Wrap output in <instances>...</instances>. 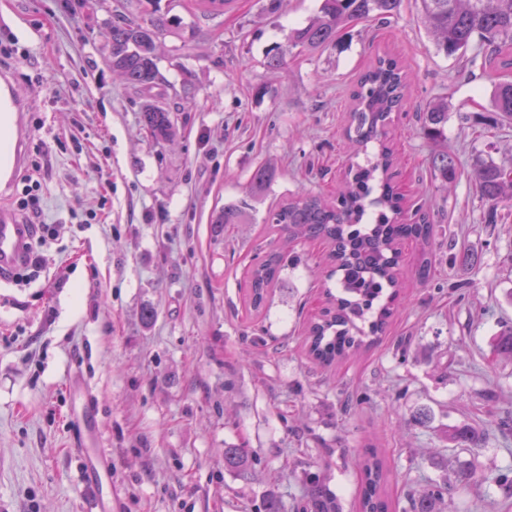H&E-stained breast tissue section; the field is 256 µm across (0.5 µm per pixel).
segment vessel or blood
Segmentation results:
<instances>
[{
	"instance_id": "1",
	"label": "vessel or blood",
	"mask_w": 512,
	"mask_h": 512,
	"mask_svg": "<svg viewBox=\"0 0 512 512\" xmlns=\"http://www.w3.org/2000/svg\"><path fill=\"white\" fill-rule=\"evenodd\" d=\"M21 112L22 100L12 82L0 76V136H8L12 143L9 151L0 150V195L13 185L21 166ZM23 230V225L16 220L14 214L0 206V272L16 265L21 251ZM70 389L83 400L74 418L78 423L79 435L88 448L84 465L89 485L96 494V512H112V495L103 489V484L109 477L108 458L101 447L99 426L91 415V406L87 401L88 390L76 377L71 379Z\"/></svg>"
}]
</instances>
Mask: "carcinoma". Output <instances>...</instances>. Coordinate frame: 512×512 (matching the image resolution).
Here are the masks:
<instances>
[{
	"label": "carcinoma",
	"instance_id": "obj_1",
	"mask_svg": "<svg viewBox=\"0 0 512 512\" xmlns=\"http://www.w3.org/2000/svg\"><path fill=\"white\" fill-rule=\"evenodd\" d=\"M428 32L437 52L467 63H481L493 72L512 69V0H417ZM402 0H323L318 13L302 28L287 35L288 46L311 50L336 43L341 30L371 14L383 19L397 13ZM169 27L167 17L154 9L146 18L122 19L112 23V48L109 65L135 89H150L163 81L156 63L157 41ZM486 47L485 54L467 57L474 42ZM407 76L399 63L390 57L378 59L376 66L361 81V90L350 111L347 139L359 150L377 144L366 164L349 168V190L336 202H328L310 193H301L269 212L266 223L280 226L278 247L249 273L247 298L251 307L266 304L268 290L285 266L288 244L296 239H321L331 245L336 265L338 288L335 295L326 290L329 307L313 319L309 327V353L314 359L330 363L355 354L372 339L383 334L399 298V245L410 239L421 245L419 273L426 277L432 266L428 250L433 227L417 208L418 218L411 224L402 222V203L391 185L393 152L387 142L391 114L404 99ZM493 107L497 119L512 123V81L496 83ZM420 120L425 134L433 139L445 137L448 125V101L430 103ZM144 128L156 141L170 139L176 130L171 112L153 103L141 106ZM435 178L443 183L455 181L453 158L443 152L432 161ZM478 186L490 203V221H495L497 207L512 202V168L492 160H480ZM243 203L220 212L214 220L216 234L224 225L237 224L247 215ZM496 356L512 357V328L504 330L492 344ZM483 436L474 429H448V443L458 448H476ZM224 467L246 472L252 460L240 448L224 449ZM361 479L358 495L359 512H390L385 485L387 470L384 459L372 450L359 464ZM319 512H339V504L316 476L308 478ZM454 486L446 481L434 482L419 497L409 498V512H438L437 503L451 495Z\"/></svg>",
	"mask_w": 512,
	"mask_h": 512
}]
</instances>
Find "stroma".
<instances>
[{"label": "stroma", "mask_w": 512, "mask_h": 512, "mask_svg": "<svg viewBox=\"0 0 512 512\" xmlns=\"http://www.w3.org/2000/svg\"><path fill=\"white\" fill-rule=\"evenodd\" d=\"M233 0L204 16L194 0H160L170 28L158 42L163 84L128 86L108 64L110 26L147 0H0V70L28 101L27 165L41 183L40 221L54 225L53 261L27 286L0 282V512H94L67 387L95 390L114 512H311L312 471L358 512V460L383 453L393 512L434 481L458 489L442 512H512L494 479L512 467V359L490 361L512 324V203L496 222L476 183L477 158L512 166V125L490 126L498 74L437 53L415 0L369 17L323 49H286L321 0ZM284 47L280 68L267 65ZM402 62L410 93L393 115V180L405 217L424 207L433 265L417 276L400 245L401 303L381 338L323 366L307 353L329 247L297 240L266 307L245 303L251 267L275 248L263 219L301 191L344 189V134L362 76L378 57ZM176 113L170 142L143 127L146 99ZM448 99L458 177L436 180L440 146L418 114ZM39 169H32L31 160ZM262 166L274 180L255 186ZM251 219L216 235L224 207ZM484 435L451 449L448 428ZM244 449L251 470L224 467ZM483 476L458 485L460 468Z\"/></svg>", "instance_id": "stroma-1"}]
</instances>
